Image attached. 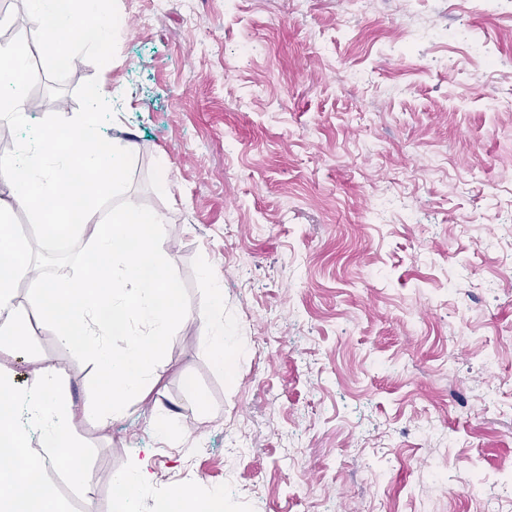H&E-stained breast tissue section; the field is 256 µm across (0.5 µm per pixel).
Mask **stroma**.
<instances>
[{"label":"stroma","instance_id":"35a3bbf8","mask_svg":"<svg viewBox=\"0 0 512 512\" xmlns=\"http://www.w3.org/2000/svg\"><path fill=\"white\" fill-rule=\"evenodd\" d=\"M108 55L36 54L27 119L0 120V160L32 131L65 133L94 93L126 178L99 202L161 214L186 320L144 399L74 437L96 476L51 466L57 512H113L112 473L149 458L141 512L172 489L224 493L227 512H512V13L464 0H107ZM465 32L467 42L454 40ZM41 30L0 0V44ZM45 276L89 262L28 238ZM224 285L208 304L202 268ZM223 320L239 351L204 346ZM0 349L13 423L41 448L31 370L95 406L98 373L44 323ZM173 413L168 439L151 421ZM245 455L226 457L230 442Z\"/></svg>","mask_w":512,"mask_h":512}]
</instances>
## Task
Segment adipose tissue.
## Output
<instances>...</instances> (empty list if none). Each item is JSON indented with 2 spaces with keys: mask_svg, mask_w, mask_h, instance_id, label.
<instances>
[{
  "mask_svg": "<svg viewBox=\"0 0 512 512\" xmlns=\"http://www.w3.org/2000/svg\"><path fill=\"white\" fill-rule=\"evenodd\" d=\"M28 5L42 28L43 55L61 59L74 46L108 54L113 30L102 0H28ZM24 68L18 46L1 43V121L25 120ZM111 101L108 94L94 96L85 122L67 133L66 145H50L44 134L31 136L12 162V202L0 203V341L31 342L34 321L47 319L49 307H56L61 341L82 352L101 377L97 407L64 404L62 368L50 359L39 360L32 392L47 423L43 453L32 458L30 468L0 472V512H51L55 487L29 480L28 471L47 467L60 448L70 451L69 479L82 487L92 483L84 450L73 438L75 421L92 417L106 428L122 416L128 401L144 398L164 339L186 318L169 276L163 216L143 212L130 201L110 223L95 220L94 198L118 188L125 178L122 153L98 139L94 129ZM33 200L48 233L63 222L76 231L93 228L94 269L88 278L42 280V299L28 313L17 304L14 285L21 275L37 277L38 268L27 262V245L15 237L8 216L12 205ZM116 336L127 339L119 351L112 347ZM112 480L122 489L114 512H138L139 496L152 482L147 460L113 474Z\"/></svg>",
  "mask_w": 512,
  "mask_h": 512,
  "instance_id": "ef3b65f1",
  "label": "adipose tissue"
}]
</instances>
